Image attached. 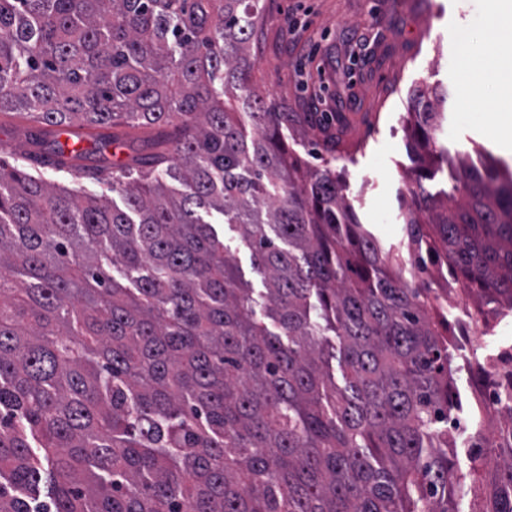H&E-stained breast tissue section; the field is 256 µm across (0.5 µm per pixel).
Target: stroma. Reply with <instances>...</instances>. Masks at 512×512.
<instances>
[{
  "label": "stroma",
  "mask_w": 512,
  "mask_h": 512,
  "mask_svg": "<svg viewBox=\"0 0 512 512\" xmlns=\"http://www.w3.org/2000/svg\"><path fill=\"white\" fill-rule=\"evenodd\" d=\"M262 21L251 44L258 58L253 83L279 112L296 113L305 136L285 145L313 169L331 168L363 232L383 253L410 263L416 254L406 231L381 234L377 213L399 222L409 207L412 98L416 89L444 91L448 117L438 144L450 155L481 150L512 164V64L494 51L499 6L494 0H260ZM305 30L289 34L288 17ZM472 51L490 67L482 88L458 68ZM39 126L15 112L0 113V160L81 196L121 202L109 182L56 167L48 148L26 140ZM512 348V314L468 343L473 364Z\"/></svg>",
  "instance_id": "stroma-1"
}]
</instances>
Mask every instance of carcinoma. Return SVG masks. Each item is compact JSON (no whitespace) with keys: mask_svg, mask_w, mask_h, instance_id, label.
I'll return each mask as SVG.
<instances>
[{"mask_svg":"<svg viewBox=\"0 0 512 512\" xmlns=\"http://www.w3.org/2000/svg\"><path fill=\"white\" fill-rule=\"evenodd\" d=\"M259 3L0 0V112L45 126L58 165L86 156L50 139L76 124L116 128L100 153L121 126L177 130L99 158L122 207L0 165V512H512V397L471 406L459 471L448 318L341 179L287 150L249 79ZM414 101L403 224L490 331L512 309V171L428 151L446 93ZM502 370L512 387V352ZM171 127L160 128L157 130L149 131H132L127 137V143L124 147L116 149V154L112 160L117 158L125 159L126 156L146 157L153 153L154 143L159 134L171 132ZM120 152V153H119ZM225 236L228 239V243L232 245L233 257L243 270L245 278L252 282L254 288H263L261 276L252 269L250 250L235 237V233L231 232L227 226L225 227Z\"/></svg>","mask_w":512,"mask_h":512,"instance_id":"1","label":"carcinoma"}]
</instances>
